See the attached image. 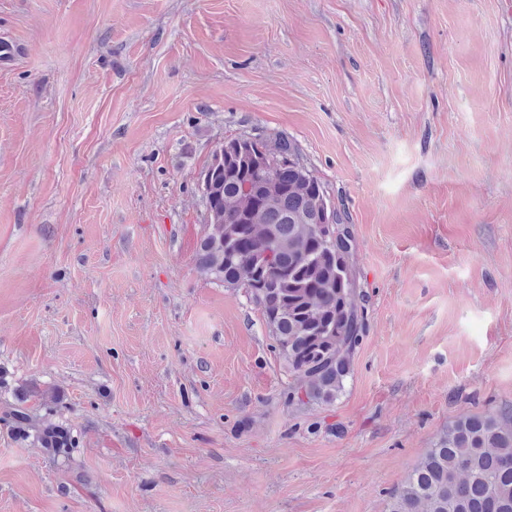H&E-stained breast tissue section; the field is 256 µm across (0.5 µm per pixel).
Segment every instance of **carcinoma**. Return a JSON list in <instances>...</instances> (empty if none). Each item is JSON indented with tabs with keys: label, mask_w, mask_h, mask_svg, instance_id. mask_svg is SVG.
<instances>
[{
	"label": "carcinoma",
	"mask_w": 512,
	"mask_h": 512,
	"mask_svg": "<svg viewBox=\"0 0 512 512\" xmlns=\"http://www.w3.org/2000/svg\"><path fill=\"white\" fill-rule=\"evenodd\" d=\"M269 153L282 163L273 182L263 151L244 134L230 150L211 153L200 173L211 214L196 266L228 288L250 290L288 371V405L331 404L345 391L366 332L348 264L354 237L294 142L275 137ZM31 397L44 418L25 406ZM16 398L0 415L13 440L70 464L79 440L49 419L60 396L31 389ZM388 512H512V407L451 423L391 493Z\"/></svg>",
	"instance_id": "obj_1"
}]
</instances>
